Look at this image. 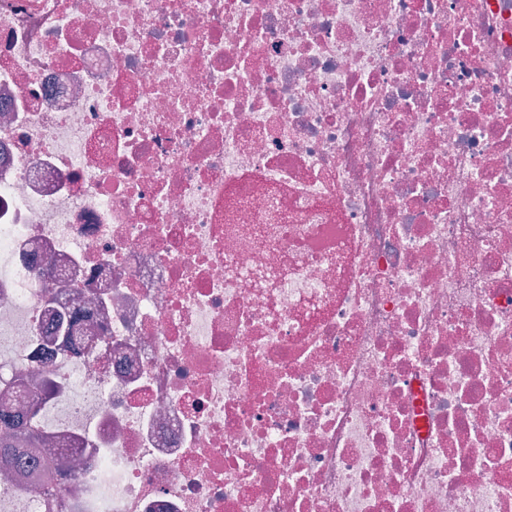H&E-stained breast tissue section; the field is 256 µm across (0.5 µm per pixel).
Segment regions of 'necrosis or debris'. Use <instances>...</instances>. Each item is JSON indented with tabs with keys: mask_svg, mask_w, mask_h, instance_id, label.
<instances>
[{
	"mask_svg": "<svg viewBox=\"0 0 512 512\" xmlns=\"http://www.w3.org/2000/svg\"><path fill=\"white\" fill-rule=\"evenodd\" d=\"M0 512H512V0H0ZM40 441L38 433L24 427L14 416L0 410V468L18 466L21 460L18 451L21 448L34 450Z\"/></svg>",
	"mask_w": 512,
	"mask_h": 512,
	"instance_id": "1",
	"label": "necrosis or debris"
}]
</instances>
